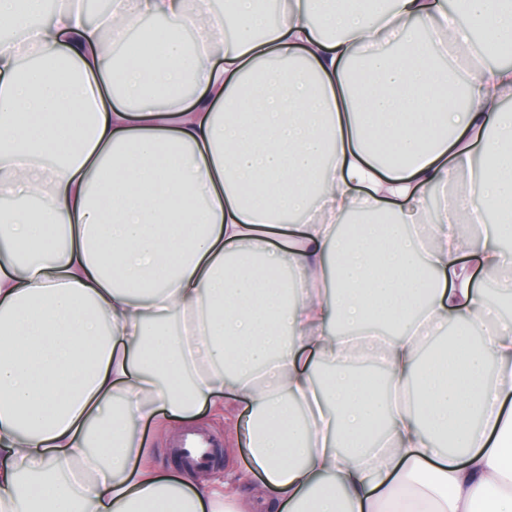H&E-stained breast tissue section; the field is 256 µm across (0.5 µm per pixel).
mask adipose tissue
I'll list each match as a JSON object with an SVG mask.
<instances>
[{
  "mask_svg": "<svg viewBox=\"0 0 512 512\" xmlns=\"http://www.w3.org/2000/svg\"><path fill=\"white\" fill-rule=\"evenodd\" d=\"M390 3L0 0V512H512V0ZM204 406L258 479L136 438Z\"/></svg>",
  "mask_w": 512,
  "mask_h": 512,
  "instance_id": "ef3b65f1",
  "label": "adipose tissue"
}]
</instances>
